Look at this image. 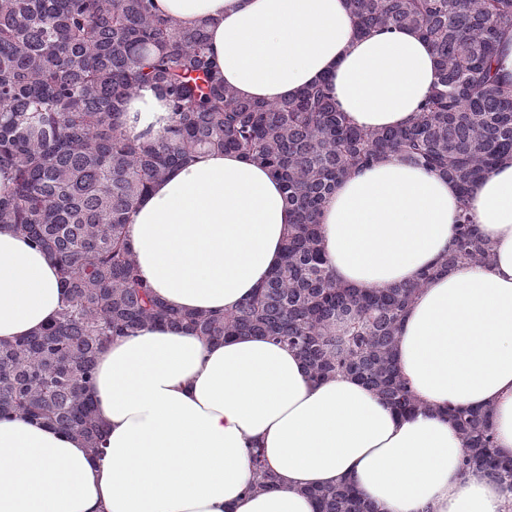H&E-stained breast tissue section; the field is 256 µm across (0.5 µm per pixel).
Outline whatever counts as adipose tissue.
Listing matches in <instances>:
<instances>
[{
	"label": "adipose tissue",
	"instance_id": "adipose-tissue-1",
	"mask_svg": "<svg viewBox=\"0 0 512 512\" xmlns=\"http://www.w3.org/2000/svg\"><path fill=\"white\" fill-rule=\"evenodd\" d=\"M158 14L205 26L226 86L284 102L328 81L350 123L411 122L438 80L414 29L355 31L348 0H154ZM127 131L160 134L156 90L125 105ZM470 212L491 245L483 267L420 289L395 361L421 408L399 416L350 375L313 380L303 358L264 336L206 341L145 325L98 354L93 397L101 455L42 424L0 420V512H316L310 492L353 484L379 512H512V485L462 474L464 440L448 407L488 408L512 457V160L483 179ZM455 184L386 155L353 171L323 205L322 252L339 283H414L452 244ZM291 210L278 181L217 151L172 168L141 197L127 238L165 306L221 315L281 262ZM64 302L55 260L0 229V341L39 333ZM274 476L248 492L252 454Z\"/></svg>",
	"mask_w": 512,
	"mask_h": 512
}]
</instances>
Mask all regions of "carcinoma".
Returning <instances> with one entry per match:
<instances>
[{
  "label": "carcinoma",
  "mask_w": 512,
  "mask_h": 512,
  "mask_svg": "<svg viewBox=\"0 0 512 512\" xmlns=\"http://www.w3.org/2000/svg\"><path fill=\"white\" fill-rule=\"evenodd\" d=\"M151 0H0V229L57 262L67 303L38 335L0 342V418L22 417L82 438L100 454L89 394L98 353L145 324L189 329L206 341L267 336L295 349L315 379L351 375L400 415L419 403L395 363L400 324L419 288L444 271L481 267L492 250L469 200L512 158V85L494 63L512 31V0H349L357 33L418 30L437 55L439 82L405 126H352L327 83L261 103L224 85L205 27L184 28ZM157 89L170 108L157 137L126 136L124 104ZM232 151L266 167L294 220L280 267L220 316L170 310L139 279L126 225L139 198L175 165ZM391 153L459 189L448 252L410 285L356 291L336 282L320 248L318 217L351 171ZM473 468L512 485L491 412L450 407ZM248 491L274 486L260 454ZM319 512H376L351 485L315 493Z\"/></svg>",
  "instance_id": "carcinoma-1"
}]
</instances>
